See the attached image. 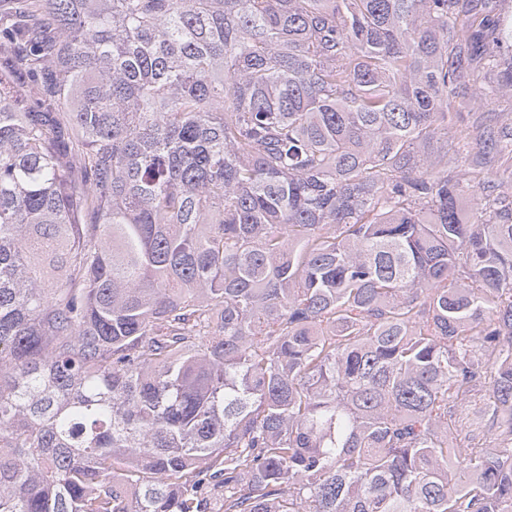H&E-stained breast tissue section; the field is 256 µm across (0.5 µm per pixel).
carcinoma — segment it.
I'll return each mask as SVG.
<instances>
[{"label":"carcinoma","mask_w":512,"mask_h":512,"mask_svg":"<svg viewBox=\"0 0 512 512\" xmlns=\"http://www.w3.org/2000/svg\"><path fill=\"white\" fill-rule=\"evenodd\" d=\"M458 6L0 0V512H512Z\"/></svg>","instance_id":"obj_1"}]
</instances>
